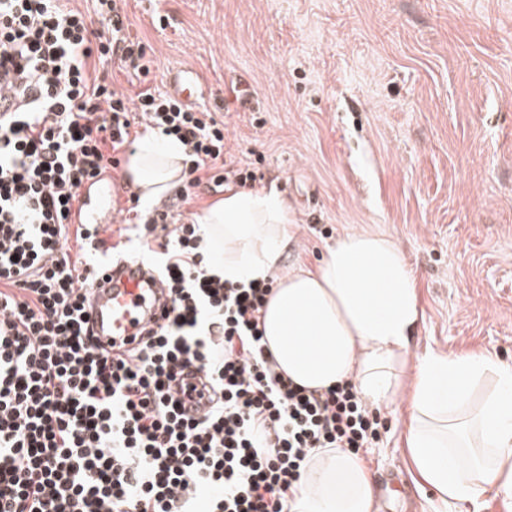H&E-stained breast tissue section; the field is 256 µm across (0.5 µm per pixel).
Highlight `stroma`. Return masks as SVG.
<instances>
[{
  "mask_svg": "<svg viewBox=\"0 0 512 512\" xmlns=\"http://www.w3.org/2000/svg\"><path fill=\"white\" fill-rule=\"evenodd\" d=\"M155 66L107 64L128 96L197 68L224 120L226 169L277 185L299 220L289 265L314 266L347 230L392 236L424 318L413 358L490 352L512 363V0H123ZM168 18L166 28L155 23ZM364 455L390 512H500L443 504L413 472L405 404Z\"/></svg>",
  "mask_w": 512,
  "mask_h": 512,
  "instance_id": "stroma-1",
  "label": "stroma"
}]
</instances>
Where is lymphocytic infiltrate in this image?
<instances>
[{"mask_svg":"<svg viewBox=\"0 0 512 512\" xmlns=\"http://www.w3.org/2000/svg\"><path fill=\"white\" fill-rule=\"evenodd\" d=\"M127 25L117 0L90 15L0 0V512H289L314 449L360 453L381 422L350 383L319 393L278 372L260 327L269 284L207 270L199 225L175 207L255 175H223L213 112L114 88L100 63L153 65ZM138 127L182 143L186 181L110 246L71 212ZM132 251L153 259L171 309L139 346L105 349L86 311L93 269ZM189 368L211 387L175 390ZM206 396L208 419L183 415L182 400Z\"/></svg>","mask_w":512,"mask_h":512,"instance_id":"lymphocytic-infiltrate-1","label":"lymphocytic infiltrate"}]
</instances>
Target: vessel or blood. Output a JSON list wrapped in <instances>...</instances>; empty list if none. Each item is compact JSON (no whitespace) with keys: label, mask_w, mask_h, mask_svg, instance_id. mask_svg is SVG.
<instances>
[{"label":"vessel or blood","mask_w":512,"mask_h":512,"mask_svg":"<svg viewBox=\"0 0 512 512\" xmlns=\"http://www.w3.org/2000/svg\"><path fill=\"white\" fill-rule=\"evenodd\" d=\"M168 85L173 95L187 106H196L206 96L201 73L193 68L170 71ZM123 187L113 172L107 171L86 182L72 217L76 224H112L114 212L108 206L113 193ZM170 298L148 259L120 260L106 265L94 282L90 295L91 324L103 343L134 336L153 323Z\"/></svg>","instance_id":"vessel-or-blood-1"}]
</instances>
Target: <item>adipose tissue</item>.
Returning a JSON list of instances; mask_svg holds the SVG:
<instances>
[{
	"label": "adipose tissue",
	"instance_id": "obj_1",
	"mask_svg": "<svg viewBox=\"0 0 512 512\" xmlns=\"http://www.w3.org/2000/svg\"><path fill=\"white\" fill-rule=\"evenodd\" d=\"M184 148L145 134L125 164L144 205L183 178ZM209 268L232 283L271 281L261 311L264 341L296 385L323 391L351 382L363 400L407 398L405 448L442 500L499 498L512 512V364L483 350L432 352L409 365L423 318L420 289L396 240L370 229L338 235L315 268L284 267L298 245L292 206L276 186L230 188L204 209ZM364 461L339 448L309 462L290 512H373Z\"/></svg>",
	"mask_w": 512,
	"mask_h": 512
}]
</instances>
